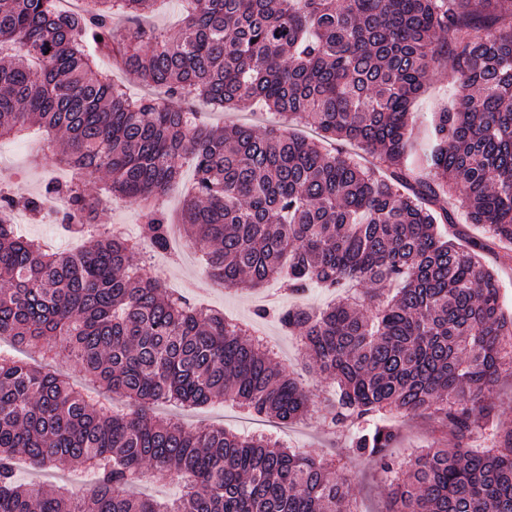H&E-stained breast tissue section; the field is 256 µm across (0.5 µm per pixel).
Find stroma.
Listing matches in <instances>:
<instances>
[{
	"label": "stroma",
	"mask_w": 512,
	"mask_h": 512,
	"mask_svg": "<svg viewBox=\"0 0 512 512\" xmlns=\"http://www.w3.org/2000/svg\"><path fill=\"white\" fill-rule=\"evenodd\" d=\"M61 148V143L45 140L36 132L14 140L1 141L0 186L16 184L24 194L42 192L49 179L59 174L55 160ZM148 273L165 279L170 287L191 298L201 299L208 306L224 311L229 317L251 323L257 335L272 344L280 362L300 377L311 394L321 397L328 391V382L308 368L306 354L296 340L287 336L273 318H256L259 299L257 292L216 283L196 255H184L177 261L168 260L162 255L156 256L155 264L149 267ZM161 411L191 426L221 425L237 432L272 429L270 423L228 404L201 408L169 404L162 406ZM276 432L288 448L320 457L344 455L350 440L348 430L327 432L321 420L316 417ZM455 443V438L448 433L443 422L426 413L406 418L401 436L390 448L389 455L394 462L400 463L413 457L420 449L450 448ZM343 465L342 474L352 488L356 512H385L388 506V484L379 465L362 456L345 457ZM16 477L23 483L63 485L78 495L89 491L94 484L92 475L68 464L40 471L23 463Z\"/></svg>",
	"instance_id": "stroma-1"
}]
</instances>
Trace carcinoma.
<instances>
[{
    "label": "carcinoma",
    "mask_w": 512,
    "mask_h": 512,
    "mask_svg": "<svg viewBox=\"0 0 512 512\" xmlns=\"http://www.w3.org/2000/svg\"><path fill=\"white\" fill-rule=\"evenodd\" d=\"M175 39L139 17L148 0H0V138L61 133L70 178L36 195L0 194V339L65 352L86 376L129 399L115 414L61 374L0 353V512H350L339 465L266 435L194 428L152 414L167 400L236 402L290 424L312 395L224 314L175 296L143 270L136 244L105 229L108 202L141 209L140 236L169 246L156 201L189 163L183 235L205 246L226 287L274 279L314 310L259 308L299 338L328 380L329 429H353L349 451L392 471L397 418L433 410L465 436L489 417L485 391L512 348L486 244L453 239L449 199L488 229L512 264V0H181ZM102 40H97V37ZM118 53L133 97L98 67ZM449 67L460 92L420 128L412 107ZM226 110L255 103L315 130L309 138L242 124L201 126L180 102ZM336 141L363 152L354 155ZM106 176L95 194L88 183ZM57 207L84 238L46 253L8 223ZM95 472L83 496L15 479L17 461ZM173 475L180 496L130 492ZM388 512H512V423L484 448H429L390 481Z\"/></svg>",
    "instance_id": "1"
}]
</instances>
